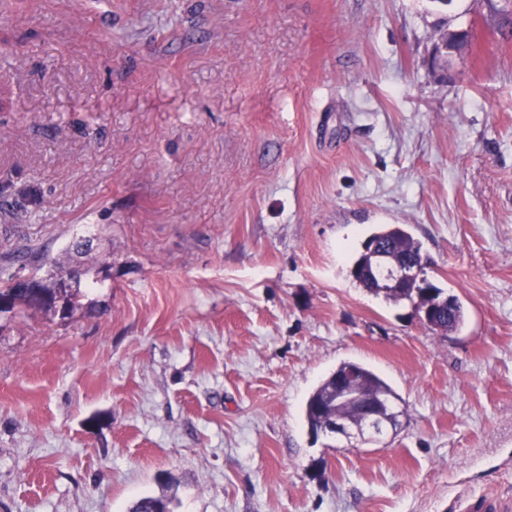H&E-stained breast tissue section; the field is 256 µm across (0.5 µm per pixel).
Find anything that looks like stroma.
Instances as JSON below:
<instances>
[{
  "label": "stroma",
  "mask_w": 512,
  "mask_h": 512,
  "mask_svg": "<svg viewBox=\"0 0 512 512\" xmlns=\"http://www.w3.org/2000/svg\"><path fill=\"white\" fill-rule=\"evenodd\" d=\"M486 0H0V259L112 283L0 319V512H463L512 497V33ZM472 48L432 70L441 31ZM384 224L463 304L350 276ZM344 361L399 397L312 435ZM372 242L383 248V253L387 258L381 262L393 272L400 266H413L417 268L404 269L398 272L393 284L411 287L414 283L415 275L421 278L425 285L419 288L417 297L413 292H407L403 288H392V286L381 278L377 277L371 268L370 257L368 255L369 246ZM428 258L422 252L421 244L399 224L382 225L372 233L363 243L362 251L357 255L352 263L350 275L360 288L374 295H382L384 299L393 304L409 302L414 310L419 314L421 322L429 329L436 332H445L458 330L465 322L466 314L458 298L448 295L443 288H440L428 279L425 269ZM365 269L360 274L355 271L360 267ZM449 297L452 300V308L448 311L446 306L440 305L441 300ZM426 311L429 316V324L422 318V312ZM112 267L109 268H98L94 272H87L84 269H81L78 275L66 285L65 288H73L76 290L77 288H83L85 281L90 278L93 281H98L100 283L106 280H112ZM74 272V268L72 266L63 265L60 262L54 261L50 270L48 271L47 278L45 281L44 287L48 290L55 291L58 295L59 304L66 310H69V318L82 307V300L87 297L86 289L83 288L82 294H72L65 291L64 288L60 290L59 288H52L53 286L64 284L68 281ZM351 367L357 375L353 381H346L352 390H361L367 397L373 399H382L380 403L385 412L391 415V424L395 430L399 425L398 417L404 411H394V401L396 394L391 387L381 379L376 373L367 367L355 362H343L336 370L331 373L309 396L305 405V416L311 432L318 435L321 432L323 422L329 417H338L342 419L356 420L359 416V407L351 403L334 402L333 394L336 388V375L343 372L344 368ZM396 395V396H395ZM357 403L362 408V421L360 426H356L349 421L331 418L325 422L327 433L341 435L346 438H362L366 431L380 435L383 427L390 423V420L382 412L380 405L370 402V399L362 395H356ZM324 432V433H326Z\"/></svg>",
  "instance_id": "stroma-1"
}]
</instances>
